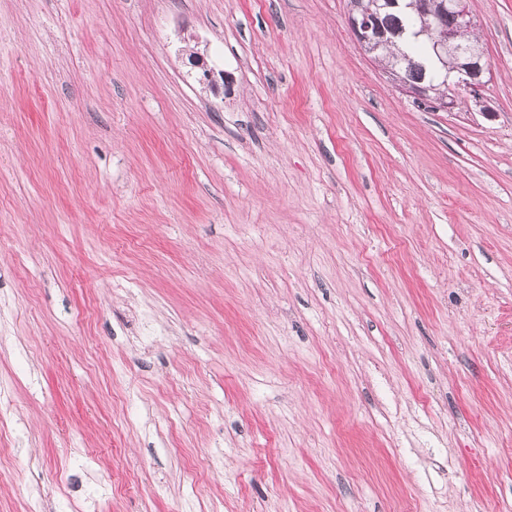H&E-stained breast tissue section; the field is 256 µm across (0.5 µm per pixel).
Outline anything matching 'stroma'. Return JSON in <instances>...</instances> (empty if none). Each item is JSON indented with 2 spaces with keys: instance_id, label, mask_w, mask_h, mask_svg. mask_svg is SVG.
<instances>
[{
  "instance_id": "35a3bbf8",
  "label": "stroma",
  "mask_w": 512,
  "mask_h": 512,
  "mask_svg": "<svg viewBox=\"0 0 512 512\" xmlns=\"http://www.w3.org/2000/svg\"><path fill=\"white\" fill-rule=\"evenodd\" d=\"M349 8L0 0V512H512V0L450 111Z\"/></svg>"
}]
</instances>
